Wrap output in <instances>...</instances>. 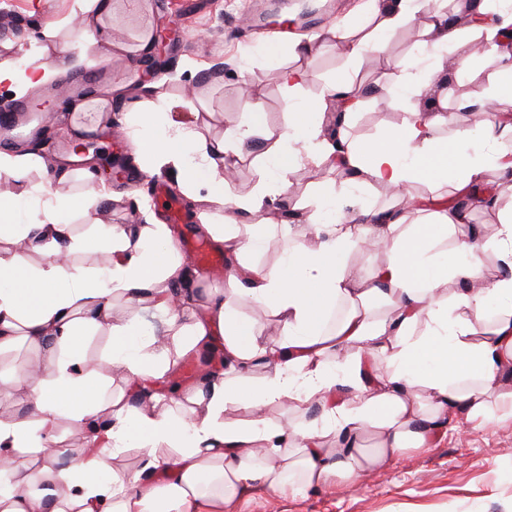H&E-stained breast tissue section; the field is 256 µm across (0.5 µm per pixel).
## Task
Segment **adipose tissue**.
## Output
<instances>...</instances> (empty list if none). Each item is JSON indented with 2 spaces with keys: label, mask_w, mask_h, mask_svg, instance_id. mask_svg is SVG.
<instances>
[{
  "label": "adipose tissue",
  "mask_w": 512,
  "mask_h": 512,
  "mask_svg": "<svg viewBox=\"0 0 512 512\" xmlns=\"http://www.w3.org/2000/svg\"><path fill=\"white\" fill-rule=\"evenodd\" d=\"M374 2L371 20L391 29L412 22L432 0ZM111 5L84 0L80 40L64 43L53 65L32 63L20 71L1 65L0 84L26 92L47 84L61 66H81L88 43L105 30ZM475 29L486 34V54L496 55L497 39L512 33V0L477 5L454 21L433 11L423 25L432 52L415 54L410 74L371 36L348 42L350 56L370 55L399 71L401 85L417 99L408 109L400 93L389 92L391 106L405 117L372 142L342 134L328 140L316 120L326 98H338L347 112L358 106L361 88L353 78L340 76L321 97L301 99L297 93L312 74L300 68L281 72L296 121L262 154L267 181L248 196L227 199L225 174L260 120L228 127L216 144L192 129L147 136L154 115L143 111L137 116V156L145 164L173 165L188 188L206 184L209 201L256 216L265 209L269 187L288 189L304 154L337 155L355 181L367 186L478 190L484 164L434 138V129L449 119L428 99L430 89L446 80L447 68L461 77L471 73L474 53L465 35ZM474 120L488 142L512 139V83L492 88ZM111 198L104 190L79 196L51 191L22 224L20 195L0 194V241L11 243L0 249V351L22 342L46 354L24 380L33 428L0 420V475L7 477L0 485V512H224L225 503L260 491L284 494L355 481L428 448L452 413L477 419L496 406L512 408V274L485 277L487 255L512 258V207L500 211L493 235L481 241L449 239V230L466 218L458 210L442 209L435 219L410 224L394 210L370 209L363 224L319 225L311 239L286 250L278 270L248 260L268 225H208V233L238 259L228 289L208 297L234 374L216 373L186 392L190 410L180 416L159 409L151 395L136 407L113 397L85 354L89 333L107 335L109 365L132 382L160 380L171 374V354L204 345L209 336L201 322L169 340L148 334L134 315L113 322L115 297L133 306L150 292L158 307L172 313L189 306L194 294L167 225L135 231L101 223L92 239L83 240L61 221L72 209L88 212ZM27 245L45 252L40 266L27 264ZM364 246L387 255L367 280L345 264L347 253ZM83 249L111 255L107 276L75 263ZM451 282L459 291L441 294ZM245 305L279 319L284 337L278 344L262 343L253 321L240 314ZM338 306L344 318L328 325ZM261 359L267 371L257 380L251 369ZM312 402L322 407L315 423L274 424L259 416L271 404ZM230 407L243 412L245 421L226 422ZM62 415L92 431L91 448L63 466L53 436ZM365 435L375 437V446L359 445ZM329 437L339 447H323ZM131 446L139 452L138 470L110 467ZM168 471L172 480L154 483L156 474Z\"/></svg>",
  "instance_id": "obj_1"
}]
</instances>
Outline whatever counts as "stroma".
<instances>
[{
    "mask_svg": "<svg viewBox=\"0 0 512 512\" xmlns=\"http://www.w3.org/2000/svg\"><path fill=\"white\" fill-rule=\"evenodd\" d=\"M315 24L298 28L289 39L252 30L246 19L255 13L276 12L282 16L297 13L296 0H139L137 9H129L126 0H112L111 47L92 45L89 55L99 70L101 85L96 98L105 100L112 115L111 126H100L94 148L111 153L109 127L131 131L125 126L127 113L147 110L154 95L165 96L167 106L162 128L173 132L190 126L209 139H220L227 127L250 122L260 113L262 123L272 129L286 130L293 119L288 96L281 84V71L304 68L314 79L299 91L300 97H317L326 82L341 74H353L374 95L345 119V130L356 141L380 138L400 122L401 111L391 108L381 88L390 82L384 66L369 57L352 59L344 52L340 33L360 38L358 20L371 7L370 0H309ZM80 0H0V65L24 69L40 55L47 23L59 26L58 40L76 36L71 23L80 15ZM161 39L152 43L148 55L150 68H141L137 59L142 40L153 31ZM504 65L495 57L478 58L471 76L452 79L440 92L446 101L449 125L435 129L436 138L451 137L454 130L470 124L459 101L474 105L502 75ZM154 85V94H146V85ZM52 122L37 136L25 142V148L43 160L58 164L59 143L73 114L67 103L53 99ZM263 136H256L237 159L229 176L226 193L231 197L251 194L264 177L256 155L265 149ZM457 151L479 156L487 168V177L498 183L501 205L512 203V181L499 177L497 156L512 151V140L489 148L480 133L456 141ZM310 159L304 158L291 178L286 194L274 197L266 210L276 230L266 238L250 259L268 269L277 268L289 246V235L308 238L312 223H326L325 214H313L308 202L316 188L310 177ZM324 178L335 182L337 194L333 208L337 215L350 217L364 206L397 207L391 193L377 187L360 186L330 164H323ZM172 186L185 218L184 233L207 239L206 225L224 220L222 205L206 201L207 191L198 188L188 193L173 166L157 168L152 180ZM130 188L104 173L105 188L112 199L95 216L73 213L70 222L78 237H91L93 220L107 224H161L165 217L151 196V182ZM298 214L293 225H286L284 211ZM424 451H414L383 469L363 474L356 483L341 480L287 495L262 492L248 499H236L224 506V512H512V411L494 410L486 419L472 420L456 413Z\"/></svg>",
    "mask_w": 512,
    "mask_h": 512,
    "instance_id": "obj_1",
    "label": "stroma"
}]
</instances>
